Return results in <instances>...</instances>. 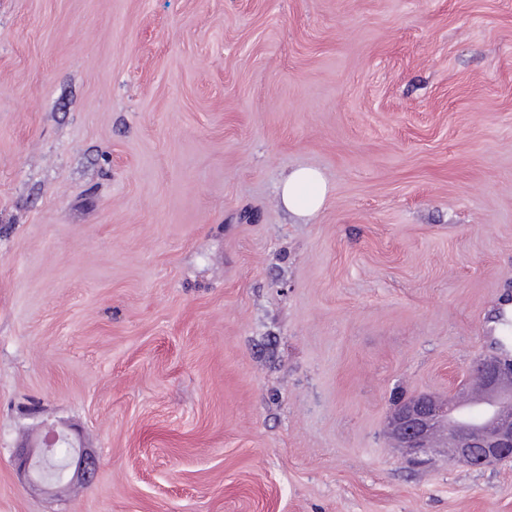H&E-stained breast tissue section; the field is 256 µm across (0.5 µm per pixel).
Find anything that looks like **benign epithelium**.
Segmentation results:
<instances>
[{
  "label": "benign epithelium",
  "mask_w": 512,
  "mask_h": 512,
  "mask_svg": "<svg viewBox=\"0 0 512 512\" xmlns=\"http://www.w3.org/2000/svg\"><path fill=\"white\" fill-rule=\"evenodd\" d=\"M476 370L490 394L512 401V351L479 359ZM452 407L450 400L443 402L427 395L394 409L390 423L398 446L419 461L433 435L443 430L450 440V462L481 470L493 463L512 460V414L499 415L487 425L475 428L452 418ZM62 444L70 447L69 454L57 472L50 475L47 464ZM13 463L23 479L40 484L52 494L75 482L92 483L97 470L95 456L81 446L76 430L57 424L45 426L44 432L16 448Z\"/></svg>",
  "instance_id": "benign-epithelium-1"
}]
</instances>
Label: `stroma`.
<instances>
[{
  "mask_svg": "<svg viewBox=\"0 0 512 512\" xmlns=\"http://www.w3.org/2000/svg\"><path fill=\"white\" fill-rule=\"evenodd\" d=\"M511 307L512 0H0V512H512L388 435ZM283 206L291 213L308 217L318 212L328 195V183L316 168L301 166L292 169L277 186ZM45 430L34 439L15 448L13 463L18 474L28 482H35L48 493L82 482L91 484L97 470V460L79 442L78 433L70 427L57 424L45 425ZM66 444L69 454L54 475H49L47 464L54 457L57 447Z\"/></svg>",
  "mask_w": 512,
  "mask_h": 512,
  "instance_id": "stroma-1",
  "label": "stroma"
}]
</instances>
